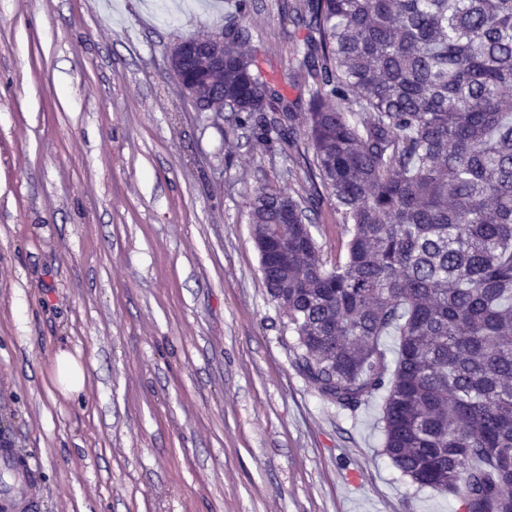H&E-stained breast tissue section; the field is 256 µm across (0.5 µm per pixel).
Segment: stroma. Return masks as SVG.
<instances>
[{"label":"stroma","mask_w":512,"mask_h":512,"mask_svg":"<svg viewBox=\"0 0 512 512\" xmlns=\"http://www.w3.org/2000/svg\"><path fill=\"white\" fill-rule=\"evenodd\" d=\"M245 20L288 71L303 28ZM225 0H0V438L37 512H463L382 455L380 398H323L266 296L246 200L311 183L182 98L170 47ZM326 264L345 236L322 203ZM66 351L85 370L55 383ZM55 378L64 393H73L82 388L85 374L73 356L61 352L55 359Z\"/></svg>","instance_id":"stroma-1"}]
</instances>
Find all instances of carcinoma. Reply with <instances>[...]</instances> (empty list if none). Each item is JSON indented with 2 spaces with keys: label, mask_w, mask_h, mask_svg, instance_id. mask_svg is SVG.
Instances as JSON below:
<instances>
[{
  "label": "carcinoma",
  "mask_w": 512,
  "mask_h": 512,
  "mask_svg": "<svg viewBox=\"0 0 512 512\" xmlns=\"http://www.w3.org/2000/svg\"><path fill=\"white\" fill-rule=\"evenodd\" d=\"M305 28L287 85L229 12L224 79L199 112L237 115L313 193L261 186L249 223L298 367L355 410L382 395V454L467 512H512V0H284ZM348 235L326 267L308 215ZM398 337L389 367L387 336Z\"/></svg>",
  "instance_id": "obj_1"
}]
</instances>
